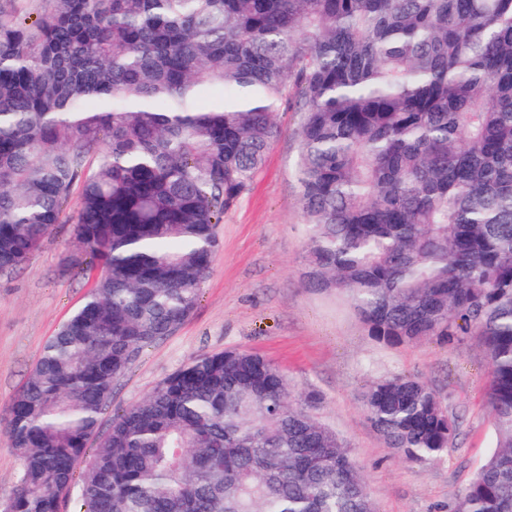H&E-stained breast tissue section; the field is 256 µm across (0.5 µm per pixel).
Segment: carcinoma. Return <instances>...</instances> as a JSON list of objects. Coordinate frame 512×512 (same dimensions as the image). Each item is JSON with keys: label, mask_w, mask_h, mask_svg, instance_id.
<instances>
[{"label": "carcinoma", "mask_w": 512, "mask_h": 512, "mask_svg": "<svg viewBox=\"0 0 512 512\" xmlns=\"http://www.w3.org/2000/svg\"><path fill=\"white\" fill-rule=\"evenodd\" d=\"M0 0V273L74 193L101 268L5 410L6 512H374L345 440L283 370L201 354L100 432L114 383L194 312L217 225L283 102L301 114L307 286L394 344L475 337L494 453L450 512H512V0ZM224 91L205 108L203 95ZM386 444L428 464L456 423L415 374L370 381Z\"/></svg>", "instance_id": "1"}]
</instances>
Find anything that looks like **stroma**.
Instances as JSON below:
<instances>
[{"instance_id":"1","label":"stroma","mask_w":512,"mask_h":512,"mask_svg":"<svg viewBox=\"0 0 512 512\" xmlns=\"http://www.w3.org/2000/svg\"><path fill=\"white\" fill-rule=\"evenodd\" d=\"M276 121L279 134L261 170L217 228L219 246L196 309L172 335L145 348L116 381L102 423L110 425L113 414L198 355L255 351L279 365L296 391L322 395L319 417L350 443L376 512H448L496 446L486 404L489 355L470 338L454 348L434 339L410 345L377 341L345 296L307 287L306 217L296 178L300 115L283 104ZM78 207L71 202L21 270L0 274V414L98 274L75 261ZM410 373L425 377L456 421L447 453L424 466L386 446L359 400L368 381Z\"/></svg>"}]
</instances>
